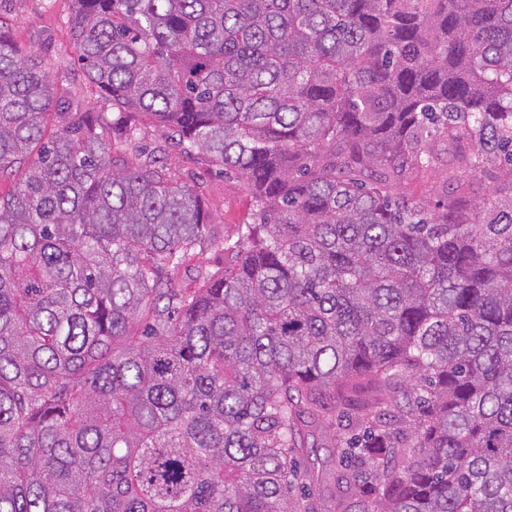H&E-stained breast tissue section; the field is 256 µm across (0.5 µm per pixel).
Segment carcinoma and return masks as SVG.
Returning a JSON list of instances; mask_svg holds the SVG:
<instances>
[{"label": "carcinoma", "instance_id": "1", "mask_svg": "<svg viewBox=\"0 0 512 512\" xmlns=\"http://www.w3.org/2000/svg\"><path fill=\"white\" fill-rule=\"evenodd\" d=\"M73 2L82 92L0 33V512H512V0ZM168 163L187 185L202 194L211 214V234L224 237L225 247L235 243L243 224L252 222L253 201L248 187L234 174L222 173L199 154L173 153ZM202 257L206 262L205 265L211 272L217 273L224 270V266L230 264L233 254L227 250L213 248L209 245L208 240L204 241L202 247Z\"/></svg>", "mask_w": 512, "mask_h": 512}]
</instances>
